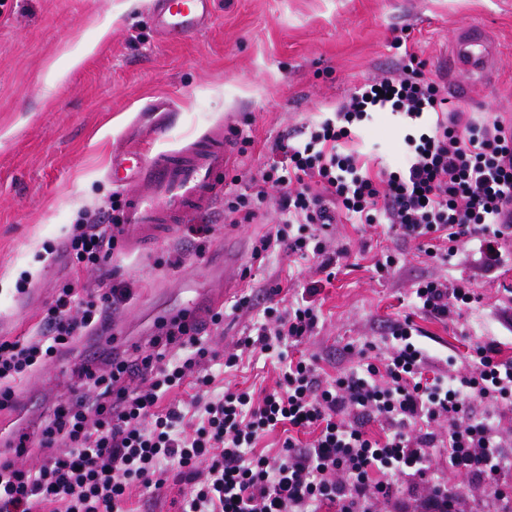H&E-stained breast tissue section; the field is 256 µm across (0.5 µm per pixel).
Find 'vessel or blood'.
<instances>
[{
  "instance_id": "vessel-or-blood-1",
  "label": "vessel or blood",
  "mask_w": 512,
  "mask_h": 512,
  "mask_svg": "<svg viewBox=\"0 0 512 512\" xmlns=\"http://www.w3.org/2000/svg\"><path fill=\"white\" fill-rule=\"evenodd\" d=\"M214 0H152L150 10L157 37L181 38L207 28ZM497 45L483 27L473 24L453 36L448 54L451 69L481 81L494 71ZM232 142L220 124L210 126L177 149L147 152L134 149L113 159V181L124 188L123 222L132 245L154 242L179 224L208 215L224 195V169ZM118 336L104 325L83 338L84 349L105 350Z\"/></svg>"
}]
</instances>
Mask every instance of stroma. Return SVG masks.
<instances>
[{
  "label": "stroma",
  "instance_id": "1",
  "mask_svg": "<svg viewBox=\"0 0 512 512\" xmlns=\"http://www.w3.org/2000/svg\"><path fill=\"white\" fill-rule=\"evenodd\" d=\"M477 23L499 47L490 82L450 73L447 54L456 30ZM407 50L441 77L448 98L467 116L512 120V0H215L203 31L164 42L155 34L149 0H5L0 6V334L34 335L57 288L71 281L67 259L55 250L84 211L111 210L121 189L113 184L112 157L141 146L154 113L146 102L165 97L168 128L151 145L178 147L214 123H223L235 151L228 176L258 174L272 146L302 126L330 117L366 77L397 68ZM77 66H70L74 55ZM419 127L400 112H371L343 145L369 172L395 169L405 159L406 136ZM274 214L252 224L225 223L221 212L198 237L187 228L145 249L119 246L106 264L113 281L130 291L112 312L125 338L121 355L148 347L162 329L149 314L192 301L199 290H225L218 254L225 241L242 245L237 266L250 268V289L278 288L285 300L314 281L304 263L273 256L251 267L255 242ZM336 275L315 297L322 318L299 349L316 356L328 376L357 364L358 348L379 340L394 320L411 316L429 370L463 372L476 346L493 344L512 360V239L502 242L504 263L493 266L468 247L449 260L403 243L387 227L336 225ZM400 255L378 276L375 257ZM30 287L18 292L21 277ZM441 278L472 282L474 303L445 322L412 310L413 283ZM224 321L208 342L231 347L254 319L231 310L240 289L225 290ZM82 361L77 356L18 381L17 396L35 393L43 415L74 400ZM216 387L273 386L276 360L243 361L225 372L212 366Z\"/></svg>",
  "mask_w": 512,
  "mask_h": 512
}]
</instances>
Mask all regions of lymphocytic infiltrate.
<instances>
[{
    "label": "lymphocytic infiltrate",
    "mask_w": 512,
    "mask_h": 512,
    "mask_svg": "<svg viewBox=\"0 0 512 512\" xmlns=\"http://www.w3.org/2000/svg\"><path fill=\"white\" fill-rule=\"evenodd\" d=\"M384 110L436 121L409 138L400 168L372 176L337 146L356 121ZM273 188L278 220L254 245L252 262L283 253L319 259V272L331 273L323 232L343 218L388 225L431 257L438 241L449 259L474 244L497 265V241L512 236V122L465 118L449 107L425 62L407 52L395 71L358 85L301 142L276 144L247 186L225 189V223H253ZM123 233L88 211L72 225L71 267L100 269L97 287L64 284L38 335L0 337L1 411L11 408L18 380L71 349L127 299V289L103 271ZM474 299L470 283L428 279L415 284L411 306L443 321ZM319 320L314 301L269 303L224 358L176 321L137 358L116 356L104 371L86 370L82 395L43 430L41 444L53 456L35 469L0 459V512H127L135 487L144 506H153L170 471L182 485V512H379L404 477L420 480L424 512H473L449 484L451 472L492 488L494 512H512V496L499 487L507 443L493 420L495 411L512 410V361L489 344L477 348L467 374L426 378L428 355L414 342L408 316L389 325L373 362L329 380L316 358L288 356ZM244 353L284 360L276 388L214 393L211 362L233 367ZM188 384V406L167 403ZM280 426L289 430L280 450L257 451L258 440ZM438 444L448 450L444 471L431 465L429 450Z\"/></svg>",
    "instance_id": "f902f5d3"
}]
</instances>
